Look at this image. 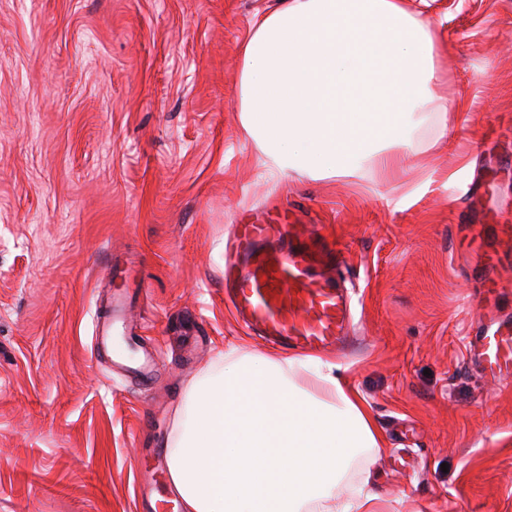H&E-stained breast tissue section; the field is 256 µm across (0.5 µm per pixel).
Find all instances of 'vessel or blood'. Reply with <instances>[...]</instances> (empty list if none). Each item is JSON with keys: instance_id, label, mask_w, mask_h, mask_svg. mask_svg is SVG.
<instances>
[{"instance_id": "vessel-or-blood-1", "label": "vessel or blood", "mask_w": 512, "mask_h": 512, "mask_svg": "<svg viewBox=\"0 0 512 512\" xmlns=\"http://www.w3.org/2000/svg\"><path fill=\"white\" fill-rule=\"evenodd\" d=\"M490 173L471 189L491 219L503 204ZM464 247L477 257L481 309L468 336L471 368L481 376L512 380V318L491 309L503 287L500 256L482 225H469ZM224 295L238 321L284 350L348 353L352 315L347 288L334 274L336 251L320 228L293 211L258 208L238 215L221 246Z\"/></svg>"}]
</instances>
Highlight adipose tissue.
Wrapping results in <instances>:
<instances>
[{"instance_id":"obj_1","label":"adipose tissue","mask_w":512,"mask_h":512,"mask_svg":"<svg viewBox=\"0 0 512 512\" xmlns=\"http://www.w3.org/2000/svg\"><path fill=\"white\" fill-rule=\"evenodd\" d=\"M433 0H280L239 46L237 110L272 172L400 173L413 129L464 111L434 98L445 18ZM333 363L233 346L189 385L169 476L183 512H382L339 488L380 435Z\"/></svg>"}]
</instances>
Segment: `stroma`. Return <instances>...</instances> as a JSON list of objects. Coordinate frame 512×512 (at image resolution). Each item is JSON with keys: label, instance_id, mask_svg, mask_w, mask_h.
I'll list each match as a JSON object with an SVG mask.
<instances>
[{"label": "stroma", "instance_id": "1", "mask_svg": "<svg viewBox=\"0 0 512 512\" xmlns=\"http://www.w3.org/2000/svg\"><path fill=\"white\" fill-rule=\"evenodd\" d=\"M278 0H0V512H181L164 463L176 407L248 335L224 303L219 249L236 215L277 202L323 225L356 287L341 378L381 435L351 469L383 512H512V383L467 365L473 261L457 228L491 169L509 209L512 0H435L447 15L439 97L467 105L420 135L394 182L274 175L236 110L238 49ZM132 261L148 379L96 352L108 259Z\"/></svg>", "mask_w": 512, "mask_h": 512}]
</instances>
